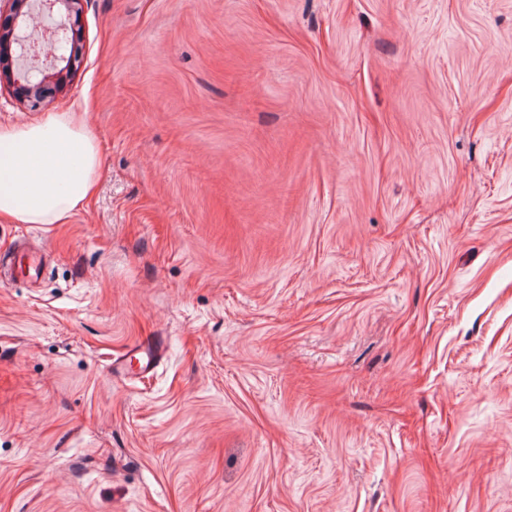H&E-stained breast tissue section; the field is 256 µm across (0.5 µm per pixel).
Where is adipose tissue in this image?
<instances>
[{
    "label": "adipose tissue",
    "instance_id": "adipose-tissue-1",
    "mask_svg": "<svg viewBox=\"0 0 512 512\" xmlns=\"http://www.w3.org/2000/svg\"><path fill=\"white\" fill-rule=\"evenodd\" d=\"M99 168L95 141L73 115L0 127V217L15 224L69 223Z\"/></svg>",
    "mask_w": 512,
    "mask_h": 512
}]
</instances>
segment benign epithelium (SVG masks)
Masks as SVG:
<instances>
[{
    "instance_id": "7a95c632",
    "label": "benign epithelium",
    "mask_w": 512,
    "mask_h": 512,
    "mask_svg": "<svg viewBox=\"0 0 512 512\" xmlns=\"http://www.w3.org/2000/svg\"><path fill=\"white\" fill-rule=\"evenodd\" d=\"M51 16L56 24L46 30V45L28 43L23 56L43 60V67L35 68L36 80H31L13 58L10 40L35 20V9ZM83 0H0V84L14 90L20 100L35 108L42 103V87L52 83L62 87L81 64L77 43L81 33Z\"/></svg>"
}]
</instances>
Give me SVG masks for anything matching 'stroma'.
<instances>
[{
	"instance_id": "35a3bbf8",
	"label": "stroma",
	"mask_w": 512,
	"mask_h": 512,
	"mask_svg": "<svg viewBox=\"0 0 512 512\" xmlns=\"http://www.w3.org/2000/svg\"><path fill=\"white\" fill-rule=\"evenodd\" d=\"M81 24L66 89H0L101 159L69 223L0 220V512H512V0ZM156 353L149 344H140L129 349L123 356L112 362L114 376L131 373L148 374L154 368Z\"/></svg>"
}]
</instances>
